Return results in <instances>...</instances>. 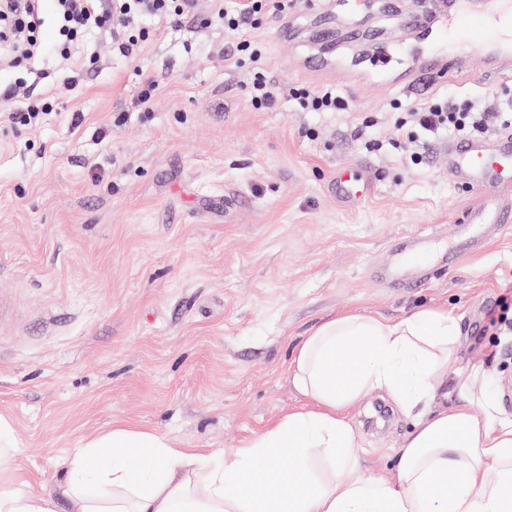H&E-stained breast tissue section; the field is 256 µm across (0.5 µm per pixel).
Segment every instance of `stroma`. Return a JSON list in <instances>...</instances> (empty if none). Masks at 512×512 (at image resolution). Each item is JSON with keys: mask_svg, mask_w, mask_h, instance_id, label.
Listing matches in <instances>:
<instances>
[{"mask_svg": "<svg viewBox=\"0 0 512 512\" xmlns=\"http://www.w3.org/2000/svg\"><path fill=\"white\" fill-rule=\"evenodd\" d=\"M300 0L294 21L324 16L335 61L306 69L277 20L248 28L265 49L275 108L255 109L250 62L233 64L236 35L185 23L141 46L136 63L110 38L88 36L67 65L27 87L25 70L0 67V112L31 95L55 100L36 124L0 126V415L23 453L32 488L66 476L64 460L100 431L135 425L181 448L239 447L305 403L288 366L298 342L344 311L399 318L446 307L461 317V352L441 389L473 366L512 416V231L461 248L433 282L399 290L374 279L390 243L420 232L429 249L481 199L448 175L440 133L412 163L391 138L412 103L436 96L512 98V70L470 54L459 75L418 91L393 83L440 43H403L399 8L371 0ZM159 89L136 107V69ZM76 77L65 94L59 80ZM336 88L343 112H301L292 88ZM363 167L373 191L337 198V168ZM374 392L350 410L360 462L388 473L413 430L399 409L376 416Z\"/></svg>", "mask_w": 512, "mask_h": 512, "instance_id": "obj_1", "label": "stroma"}]
</instances>
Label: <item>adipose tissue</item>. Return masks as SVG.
<instances>
[{"label": "adipose tissue", "mask_w": 512, "mask_h": 512, "mask_svg": "<svg viewBox=\"0 0 512 512\" xmlns=\"http://www.w3.org/2000/svg\"><path fill=\"white\" fill-rule=\"evenodd\" d=\"M444 308L399 318L345 312L296 348L289 371L307 408L230 450L177 447L138 427L101 432L66 461L48 490L11 485L21 453L0 416V512H512V417L482 368L435 405L436 375L462 343ZM387 393L413 431L385 476L366 473L348 417L367 393ZM288 458L281 471L273 459Z\"/></svg>", "instance_id": "adipose-tissue-1"}]
</instances>
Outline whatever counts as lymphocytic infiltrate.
I'll list each match as a JSON object with an SVG mask.
<instances>
[{"label":"lymphocytic infiltrate","mask_w":512,"mask_h":512,"mask_svg":"<svg viewBox=\"0 0 512 512\" xmlns=\"http://www.w3.org/2000/svg\"><path fill=\"white\" fill-rule=\"evenodd\" d=\"M58 40L46 47L40 40L45 24L40 0H0V59L13 66L26 68L36 58L56 53L68 57L74 41L95 30L111 32L119 53L135 61L141 42L149 32L140 28L142 16L154 21L180 25L184 19L199 17L203 26H216L239 35L238 54L247 55L252 63H261L263 51L259 42L242 37L241 32L257 16L284 17L295 8L294 0H240L237 9L225 8L224 0H209L206 14H199L197 0H55ZM500 103L476 99L460 107L446 98H435L421 104L394 126L398 141L417 144L421 132L432 134L447 130L460 135L481 131L504 121Z\"/></svg>","instance_id":"lymphocytic-infiltrate-1"}]
</instances>
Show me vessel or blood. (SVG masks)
I'll list each match as a JSON object with an SVG mask.
<instances>
[{
	"mask_svg": "<svg viewBox=\"0 0 512 512\" xmlns=\"http://www.w3.org/2000/svg\"><path fill=\"white\" fill-rule=\"evenodd\" d=\"M507 0H431L428 13L409 16L408 23L428 29L432 17L446 18L449 32L464 33L471 43L489 42L507 11ZM439 153L448 157V174L469 189L485 196L484 205L463 216L455 224L454 247L433 253L420 236L402 240L391 248L387 262L376 265L373 274L390 287L413 289L432 278V267L451 265L457 248L472 243L488 224L506 228L512 225V132L492 138H468L443 143ZM336 195L354 203L365 199L371 180L358 170L344 168L336 174Z\"/></svg>",
	"mask_w": 512,
	"mask_h": 512,
	"instance_id": "vessel-or-blood-1",
	"label": "vessel or blood"
}]
</instances>
